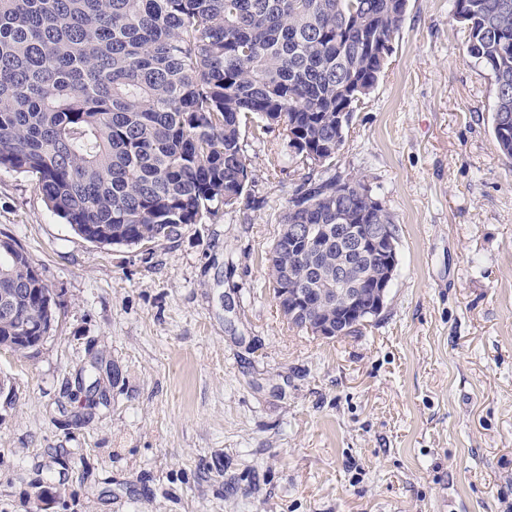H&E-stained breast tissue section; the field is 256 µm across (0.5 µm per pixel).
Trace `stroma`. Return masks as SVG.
Returning a JSON list of instances; mask_svg holds the SVG:
<instances>
[{
	"label": "stroma",
	"mask_w": 512,
	"mask_h": 512,
	"mask_svg": "<svg viewBox=\"0 0 512 512\" xmlns=\"http://www.w3.org/2000/svg\"><path fill=\"white\" fill-rule=\"evenodd\" d=\"M450 0H409L333 169L394 217L362 334L288 325L266 257L294 188L281 129L242 127L251 203L96 246L0 167V238L57 302L0 350V512H512V161Z\"/></svg>",
	"instance_id": "35a3bbf8"
}]
</instances>
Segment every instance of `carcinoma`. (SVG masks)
Masks as SVG:
<instances>
[{"label":"carcinoma","mask_w":512,"mask_h":512,"mask_svg":"<svg viewBox=\"0 0 512 512\" xmlns=\"http://www.w3.org/2000/svg\"><path fill=\"white\" fill-rule=\"evenodd\" d=\"M408 0H0V167L33 178L44 202L86 241L141 246L177 236L248 196L242 126L283 124L289 157L311 168L293 190L267 256L273 294L311 296L289 325L331 319L352 336L345 286L374 280L378 261L348 252L342 224H387L349 179L313 175L345 144L360 99L384 76ZM467 24L466 57L493 81L492 131L512 160V0H451ZM360 97H354V93ZM315 224L316 253L285 225ZM29 254L0 239V300L50 293ZM49 329L46 300H19ZM22 335L0 316V349Z\"/></svg>","instance_id":"carcinoma-1"}]
</instances>
